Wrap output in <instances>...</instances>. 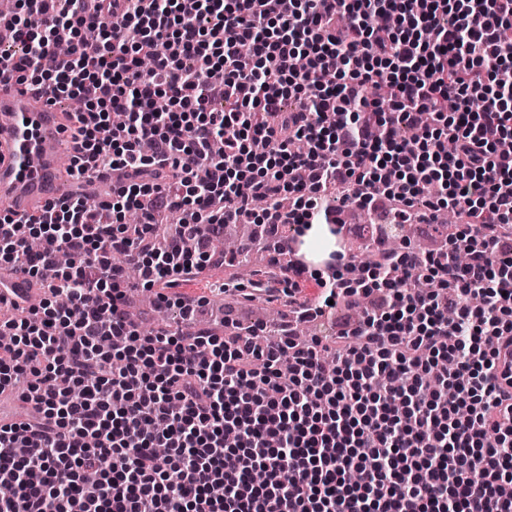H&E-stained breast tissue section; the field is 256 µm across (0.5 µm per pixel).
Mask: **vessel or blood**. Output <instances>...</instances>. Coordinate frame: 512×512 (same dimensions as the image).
<instances>
[{"instance_id": "obj_1", "label": "vessel or blood", "mask_w": 512, "mask_h": 512, "mask_svg": "<svg viewBox=\"0 0 512 512\" xmlns=\"http://www.w3.org/2000/svg\"><path fill=\"white\" fill-rule=\"evenodd\" d=\"M68 125L67 114L56 111L45 93L0 79V198L14 214L33 215L61 198L59 157ZM1 280L28 299L42 291L41 284L10 268L0 269Z\"/></svg>"}]
</instances>
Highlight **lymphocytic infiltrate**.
Returning a JSON list of instances; mask_svg holds the SVG:
<instances>
[{
  "label": "lymphocytic infiltrate",
  "instance_id": "1",
  "mask_svg": "<svg viewBox=\"0 0 512 512\" xmlns=\"http://www.w3.org/2000/svg\"><path fill=\"white\" fill-rule=\"evenodd\" d=\"M5 24L23 50L0 73L54 102L97 89L72 178H128L98 212L77 195L0 214V267L49 282L0 317V393L37 410L0 425V512H512V0H18ZM333 184L467 221L436 253L382 251L367 280L327 263L312 302L300 262L220 284H282L273 339L131 318L112 252L169 286L211 261L214 226L295 244L341 226ZM366 298L335 349L298 340Z\"/></svg>",
  "mask_w": 512,
  "mask_h": 512
}]
</instances>
